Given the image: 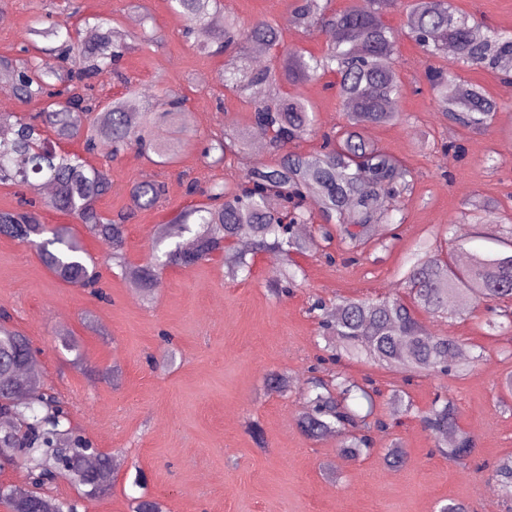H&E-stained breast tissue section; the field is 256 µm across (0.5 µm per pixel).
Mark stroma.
<instances>
[{"instance_id":"stroma-1","label":"stroma","mask_w":512,"mask_h":512,"mask_svg":"<svg viewBox=\"0 0 512 512\" xmlns=\"http://www.w3.org/2000/svg\"><path fill=\"white\" fill-rule=\"evenodd\" d=\"M222 4L244 23L283 25L288 46L308 53L321 54L330 41L328 30L309 36L286 25L290 0ZM94 17L151 36L125 54L119 74L95 79V96L120 95L128 78L154 102L169 92L186 98L180 121L193 138L174 164H154L134 148L113 160L102 147L90 158L112 174V191L99 202L105 214L131 209L133 182L167 185L163 202L136 212L127 226L126 258L142 264L158 225L201 202V189L214 181L235 182L252 166L273 165L279 157L268 148L252 149L227 156L220 166L204 163L201 150L208 139L255 132L249 104L224 90L219 79L226 62L251 60V46L200 55L183 36L186 20L168 0H0V55L20 57L33 21L66 20L84 36L83 20ZM404 21L399 9L385 18L397 37L402 95L396 108L402 118L366 134L402 160L415 183L401 203L397 238L376 259L352 264L341 247L326 255L315 242L296 258L304 274L293 292L279 297L270 291L279 274L268 255L255 256L250 276L234 278L218 254L192 268L165 269L147 298L113 264L110 248L81 228L77 234L101 272L98 297L60 283L30 247L0 237V309L29 338L35 372L66 402L73 426L110 455L115 467L106 493L87 496L83 486L62 478L51 494L77 501L78 512H132L141 495L157 499L165 512H438L451 499L471 512H506L494 475L498 462L512 456V393L504 386L512 347L505 338L487 335L467 314L422 317L429 332L458 338L465 357L479 355L470 370L454 377L422 374L408 380L368 360L317 361L324 342L309 311L314 299L332 309L340 297L392 295L400 291L423 240H450L459 262L468 251L497 249L499 228L512 214V164L500 156L512 143V86L487 69L461 70L462 79L502 106L489 132L450 126L424 77L430 61L406 35ZM296 91L315 106L321 131L345 124L326 80ZM451 138L462 144V152L443 150ZM192 181L199 193H187ZM476 196L489 201V208L472 210L469 202ZM63 332L78 339V353L62 348ZM113 367L119 379L106 381L102 373ZM337 370L358 381L373 379L381 392L378 413L389 428L375 432L370 456L342 459L339 437L312 440L298 426L309 379L317 374L327 380ZM273 372L288 376L286 391L268 388ZM398 390L405 392L406 403L394 401ZM441 392L457 406L461 428L476 440L463 464L448 461L420 421ZM394 442L406 452L398 468L383 461Z\"/></svg>"}]
</instances>
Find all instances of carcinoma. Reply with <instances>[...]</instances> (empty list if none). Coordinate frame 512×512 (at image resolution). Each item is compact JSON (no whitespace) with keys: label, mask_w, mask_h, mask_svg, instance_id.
I'll list each match as a JSON object with an SVG mask.
<instances>
[{"label":"carcinoma","mask_w":512,"mask_h":512,"mask_svg":"<svg viewBox=\"0 0 512 512\" xmlns=\"http://www.w3.org/2000/svg\"><path fill=\"white\" fill-rule=\"evenodd\" d=\"M170 2L189 23V36L208 27L221 11L220 0ZM332 2L293 0L291 4L296 27L308 32L336 31V39L320 55L307 56L286 46L282 31L271 21H257L246 28L237 16L224 14V48L248 41L274 53V60L264 66L224 68L221 80L224 89L239 96L253 86L266 90L267 98L251 103V123L268 133L271 148L283 155L274 166L251 168L235 185H212L203 192L204 202L162 226L154 242L161 254L154 262L133 265L126 260V222L133 213L114 218L98 208L100 199L112 192V177L108 169L93 166L87 155L98 151L105 140L114 158L134 147L144 155H155L162 164L174 163L184 145L178 120L185 99L171 93L167 109L155 112L141 87L128 81L125 93L105 104L93 96L91 80L116 71L122 51L129 47L127 40L137 39L109 21L91 25L86 40L75 38L66 25L31 27L29 35L56 43L51 60L0 56V74L10 79L16 97L41 104L34 114L0 112V184L24 185L36 193L42 185L51 184L50 207L109 243L112 262L145 294L157 287L162 269L190 268L216 254H224L231 275L250 273L253 259L226 246V241L242 237L252 241L254 253H267L282 264L274 291L286 293L298 274L291 255L308 248L297 228L317 219L324 240L331 239L333 227L357 256L363 254L373 224L384 225L388 237L396 238L397 202L410 190L412 173L375 145L365 130L401 119L399 112L386 107L400 98L402 86L396 41L384 20L385 14L400 7L401 0H355L341 11L334 10ZM406 28L408 37L428 56L446 58L451 46L455 64L491 69L506 81L512 79V30L491 29L462 15L451 0H408ZM327 73L336 74V95L346 112V124L333 135L322 133L318 152L290 151L288 145L316 132V113L305 99L284 92L283 87L316 81ZM426 79L435 107L449 121L475 133L488 130L500 107L495 99L448 66L430 67ZM160 124L169 127L164 138L154 133ZM74 139L83 140V152L56 146ZM249 146L245 137L212 138L202 157L221 164L226 154L244 153ZM166 193L163 182L137 181L131 187L133 209H153ZM312 196L320 200L317 215L308 207ZM24 205L18 211H0V236L33 247L60 282L97 291L101 274L96 265L87 263L71 228L45 224L33 202ZM192 224L196 229L190 228ZM185 232L191 237L183 241ZM173 238L177 242L160 248ZM511 245L505 242L494 252H473L465 265L453 267L444 260L442 245L427 242L403 277L407 297L343 298L331 314L320 302L311 310L322 311L320 327L334 348L348 357L364 354L396 370L448 376L459 357L460 341L448 334L428 335L416 313L440 318L457 311L473 315L483 306L501 318L487 321L490 331L512 333V304L506 301L512 296ZM452 303L461 308H449ZM7 319L0 314V419L9 420L12 428L0 429V468L22 465L31 489L19 493L0 485V504L9 512H75V505L46 489L60 476L70 475L87 487L89 495L102 494L112 487V458L89 453L90 442L71 427L63 403L30 373V341L6 327ZM303 396L305 411L299 426L305 435L313 439L339 435L346 458L370 454L372 432L385 427L377 417L370 382L361 384L343 373L327 381L313 378ZM422 423L437 441L453 436L444 445L448 460L462 463L474 452L475 439L460 428L457 410L446 396L436 397Z\"/></svg>","instance_id":"1"}]
</instances>
